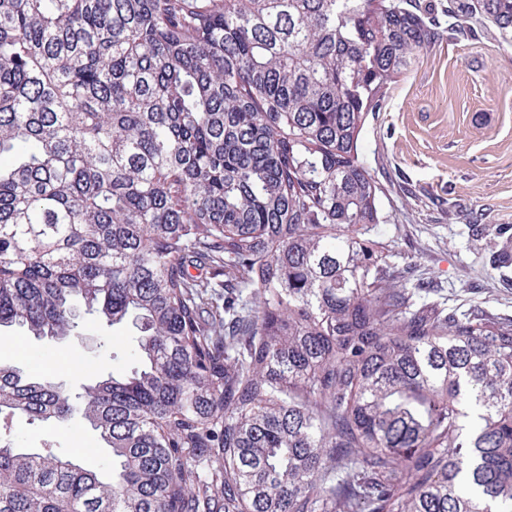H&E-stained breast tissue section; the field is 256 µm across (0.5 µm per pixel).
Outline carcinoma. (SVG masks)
<instances>
[{"mask_svg": "<svg viewBox=\"0 0 512 512\" xmlns=\"http://www.w3.org/2000/svg\"><path fill=\"white\" fill-rule=\"evenodd\" d=\"M434 35L408 0H0V331L81 303L141 361L0 367V418L112 456L0 433V512H512V319L417 304L369 237L360 135ZM10 438L15 448L27 452H42L52 447L56 452L74 456L86 469L102 474L112 473V458L106 448H98L96 435L89 424L74 419L65 425L54 423L30 424L24 418H14Z\"/></svg>", "mask_w": 512, "mask_h": 512, "instance_id": "1", "label": "carcinoma"}]
</instances>
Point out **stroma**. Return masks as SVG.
Masks as SVG:
<instances>
[{"label":"stroma","mask_w":512,"mask_h":512,"mask_svg":"<svg viewBox=\"0 0 512 512\" xmlns=\"http://www.w3.org/2000/svg\"><path fill=\"white\" fill-rule=\"evenodd\" d=\"M464 35L439 30L414 64L391 84L361 133L359 156L381 187L382 240L421 284L422 302L512 318V275L490 265L495 234L512 232V46L474 12ZM136 329L81 318L64 340L7 330L0 366L80 392L90 374L131 370ZM14 447L54 448L84 468L112 472V458L89 424L14 419Z\"/></svg>","instance_id":"obj_1"}]
</instances>
